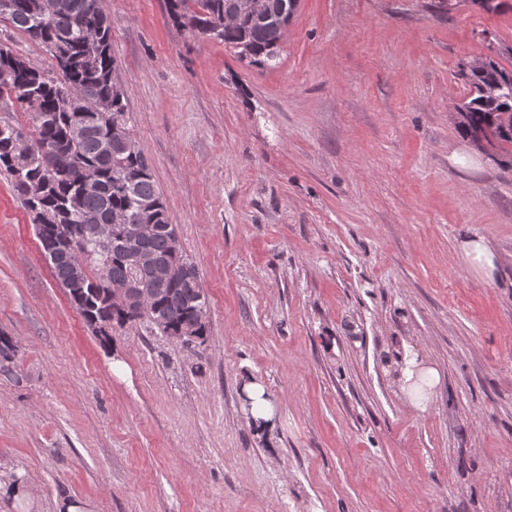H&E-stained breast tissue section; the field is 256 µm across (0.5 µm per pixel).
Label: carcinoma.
Instances as JSON below:
<instances>
[{
    "label": "carcinoma",
    "mask_w": 512,
    "mask_h": 512,
    "mask_svg": "<svg viewBox=\"0 0 512 512\" xmlns=\"http://www.w3.org/2000/svg\"><path fill=\"white\" fill-rule=\"evenodd\" d=\"M0 20L38 43L54 59L43 70L0 47V100L30 112L33 130L0 121V170L35 225L42 251L71 304L92 325L107 322L125 327L144 318L166 336L191 333L207 336V300L197 265L182 250L169 224L163 197L157 189L148 158L140 149L131 152L127 106L114 78L112 34L95 0H70L65 12L51 10L52 0H10ZM230 0H166L171 21L194 34L221 40L238 50L240 59L263 65L279 50L283 7L292 0H267L264 16L244 15L229 29L219 28ZM86 27L98 32L90 42L81 34ZM460 76L470 87L459 107L463 132L477 142L512 145V71L487 59L484 68L468 67ZM499 84L494 94L485 91ZM26 134L28 146H16ZM84 171L94 173L85 185ZM85 218L112 225L107 249L89 237L79 223ZM134 224H152L154 232L143 240L129 237ZM174 268L164 289L144 314H129L112 303L109 287L137 277L149 269L138 256Z\"/></svg>",
    "instance_id": "obj_1"
}]
</instances>
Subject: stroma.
<instances>
[{"mask_svg":"<svg viewBox=\"0 0 512 512\" xmlns=\"http://www.w3.org/2000/svg\"><path fill=\"white\" fill-rule=\"evenodd\" d=\"M104 2L208 335L102 342L0 173V477L30 484L0 512H512V147L457 112L462 66L512 70V0H298L262 66L166 0ZM474 236L493 277L459 254Z\"/></svg>","mask_w":512,"mask_h":512,"instance_id":"35a3bbf8","label":"stroma"}]
</instances>
